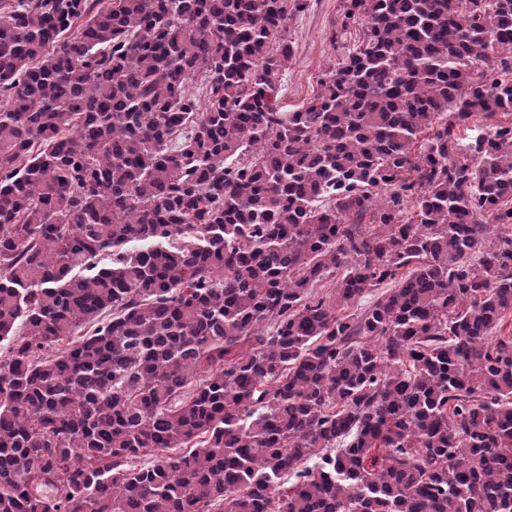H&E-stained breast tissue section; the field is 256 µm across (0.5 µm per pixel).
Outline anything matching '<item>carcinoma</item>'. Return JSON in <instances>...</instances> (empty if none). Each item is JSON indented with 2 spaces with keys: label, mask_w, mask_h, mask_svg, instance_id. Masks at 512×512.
<instances>
[{
  "label": "carcinoma",
  "mask_w": 512,
  "mask_h": 512,
  "mask_svg": "<svg viewBox=\"0 0 512 512\" xmlns=\"http://www.w3.org/2000/svg\"><path fill=\"white\" fill-rule=\"evenodd\" d=\"M307 7L0 0V512H512V0ZM342 0H309L304 12L292 13L288 20V43L294 53L283 71L279 98L283 110L298 107L313 97L325 71L343 57L340 45L329 40L331 22Z\"/></svg>",
  "instance_id": "1"
}]
</instances>
